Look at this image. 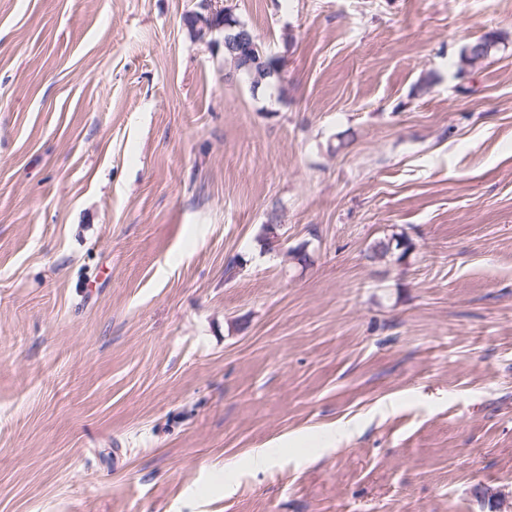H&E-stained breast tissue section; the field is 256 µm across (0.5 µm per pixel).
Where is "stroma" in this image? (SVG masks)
<instances>
[{"mask_svg":"<svg viewBox=\"0 0 512 512\" xmlns=\"http://www.w3.org/2000/svg\"><path fill=\"white\" fill-rule=\"evenodd\" d=\"M197 3L0 0V512L512 504V0ZM224 0H200L198 9L187 13L184 23L199 38L222 34L224 50H228L239 60V68L232 70L229 76L250 74L255 62L256 36L239 20L236 23L232 10L224 4ZM493 36L492 38L483 37L480 40H476L467 50H463L459 57V64L462 66L470 65L472 62L487 58L493 51L497 44V39ZM479 42V43H477Z\"/></svg>","mask_w":512,"mask_h":512,"instance_id":"stroma-1","label":"stroma"}]
</instances>
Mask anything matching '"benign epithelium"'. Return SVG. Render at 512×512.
<instances>
[{"mask_svg": "<svg viewBox=\"0 0 512 512\" xmlns=\"http://www.w3.org/2000/svg\"><path fill=\"white\" fill-rule=\"evenodd\" d=\"M184 23L200 38L215 34L223 37L224 49L239 60V68L232 70L230 76L253 71L256 36L246 26L236 23L235 15L224 0H199L198 9L187 13Z\"/></svg>", "mask_w": 512, "mask_h": 512, "instance_id": "7a95c632", "label": "benign epithelium"}]
</instances>
